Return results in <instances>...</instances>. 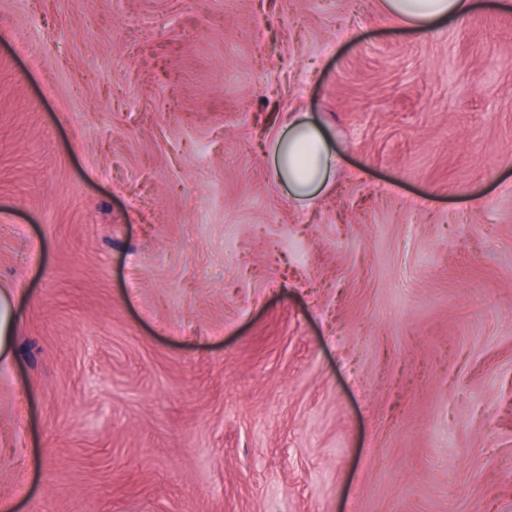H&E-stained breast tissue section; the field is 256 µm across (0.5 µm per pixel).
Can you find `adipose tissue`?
<instances>
[{
    "mask_svg": "<svg viewBox=\"0 0 512 512\" xmlns=\"http://www.w3.org/2000/svg\"><path fill=\"white\" fill-rule=\"evenodd\" d=\"M379 19L392 28L426 33L447 21L470 15L474 0H381ZM275 175L290 196L314 197L342 167L344 156L312 113L295 117L271 151Z\"/></svg>",
    "mask_w": 512,
    "mask_h": 512,
    "instance_id": "1",
    "label": "adipose tissue"
}]
</instances>
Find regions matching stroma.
<instances>
[{"label":"stroma","instance_id":"35a3bbf8","mask_svg":"<svg viewBox=\"0 0 512 512\" xmlns=\"http://www.w3.org/2000/svg\"><path fill=\"white\" fill-rule=\"evenodd\" d=\"M477 2L0 0V512H512V8ZM292 112L345 155L306 202ZM381 4L379 21L416 34L470 15L476 7L474 0H382Z\"/></svg>","mask_w":512,"mask_h":512}]
</instances>
